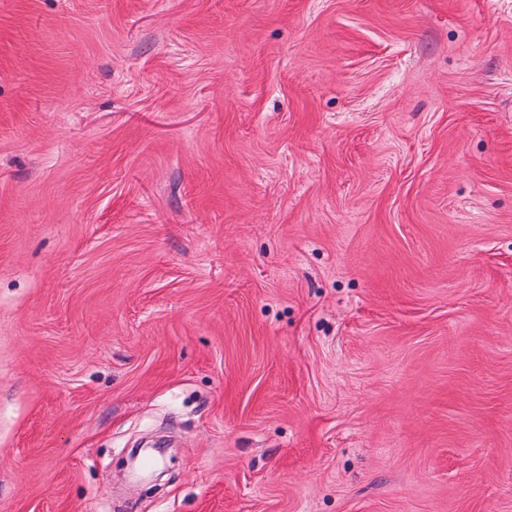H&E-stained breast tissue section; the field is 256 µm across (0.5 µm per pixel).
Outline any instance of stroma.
<instances>
[{"instance_id": "stroma-1", "label": "stroma", "mask_w": 512, "mask_h": 512, "mask_svg": "<svg viewBox=\"0 0 512 512\" xmlns=\"http://www.w3.org/2000/svg\"><path fill=\"white\" fill-rule=\"evenodd\" d=\"M0 512H512V0H0Z\"/></svg>"}]
</instances>
